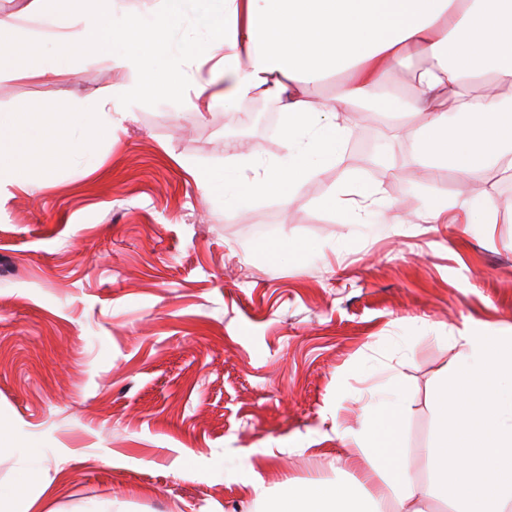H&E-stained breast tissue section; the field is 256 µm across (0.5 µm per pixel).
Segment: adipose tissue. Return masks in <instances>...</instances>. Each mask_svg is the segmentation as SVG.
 <instances>
[{"label":"adipose tissue","instance_id":"ef3b65f1","mask_svg":"<svg viewBox=\"0 0 512 512\" xmlns=\"http://www.w3.org/2000/svg\"><path fill=\"white\" fill-rule=\"evenodd\" d=\"M201 18L204 44L179 40L184 23ZM39 21L53 46L36 63L16 69L19 19ZM0 78L53 85L77 74L66 45L94 44L109 37L106 60L116 81L107 95L89 93L64 103L67 124L80 135L69 148L93 155L129 107L179 90L188 109L208 111L215 101L237 107L259 98L275 99L284 118L286 153L275 164L243 177L236 155L221 168H183L197 187L225 206L246 209L252 197L273 191L291 202L302 179L334 166L349 137L342 113L363 107L391 68L413 56L426 60L414 75V95L405 109L423 115L414 161H431L469 175L506 165L512 171V0H161L158 9L119 18L113 0H77L57 13L46 0H29L19 14L0 17ZM214 57L203 68L202 54ZM208 81H199L200 71ZM344 82L328 103L306 94L332 77ZM220 84L210 93L212 84ZM486 91L474 95L475 86ZM43 124L23 122L21 113L0 112V206L32 178L46 179L34 147ZM344 222L384 224L407 217L385 203L375 187L348 197L337 188L331 198ZM429 224H491L495 215L471 201L433 197L424 211ZM466 351L433 388L435 439L422 454L433 476L430 493L451 502L455 512H503L512 500V336L483 328L459 333ZM403 404L393 395L368 402L355 426L337 428L342 441L358 448L370 466L358 488L286 486L273 512H416L420 488L401 446Z\"/></svg>","mask_w":512,"mask_h":512}]
</instances>
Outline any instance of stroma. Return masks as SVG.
Segmentation results:
<instances>
[{
	"mask_svg": "<svg viewBox=\"0 0 512 512\" xmlns=\"http://www.w3.org/2000/svg\"><path fill=\"white\" fill-rule=\"evenodd\" d=\"M412 57L390 70L367 122L343 116L338 164L246 212L207 199L180 165L224 164V145L285 153L262 121L276 111L183 97L152 99L97 146L96 171L59 163L53 184L15 191L0 209V419L20 446L0 454V488L38 470V512H256L249 483L354 485L357 456L336 435L388 389L405 406L412 475L436 431L431 392L464 348L467 326L512 336V177H465L413 163L398 110ZM113 81L90 57L57 100ZM378 186L406 224H346L326 204L337 186ZM498 211L455 236L421 218L433 195ZM300 256L272 261L262 242Z\"/></svg>",
	"mask_w": 512,
	"mask_h": 512,
	"instance_id": "35a3bbf8",
	"label": "stroma"
}]
</instances>
